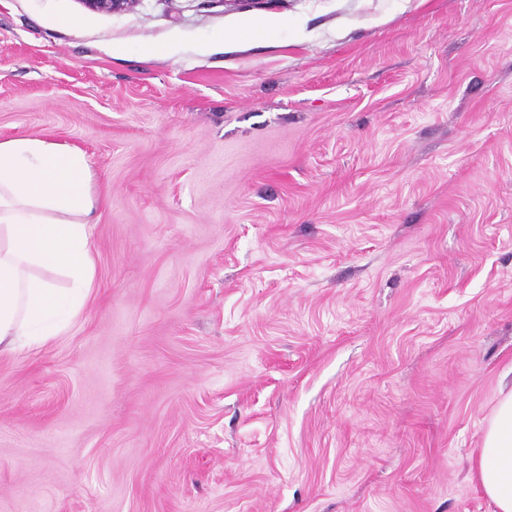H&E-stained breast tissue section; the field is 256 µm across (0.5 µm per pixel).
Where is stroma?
I'll use <instances>...</instances> for the list:
<instances>
[{"mask_svg":"<svg viewBox=\"0 0 512 512\" xmlns=\"http://www.w3.org/2000/svg\"><path fill=\"white\" fill-rule=\"evenodd\" d=\"M18 136L99 203L90 300L0 355V512H492L512 0H0Z\"/></svg>","mask_w":512,"mask_h":512,"instance_id":"obj_1","label":"stroma"}]
</instances>
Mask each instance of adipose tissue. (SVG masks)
Segmentation results:
<instances>
[{"mask_svg": "<svg viewBox=\"0 0 512 512\" xmlns=\"http://www.w3.org/2000/svg\"><path fill=\"white\" fill-rule=\"evenodd\" d=\"M95 203L81 152L38 137L0 140V353L62 335L90 298ZM41 268L64 274L70 288H54ZM474 474L493 512H512L511 388L484 426Z\"/></svg>", "mask_w": 512, "mask_h": 512, "instance_id": "obj_1", "label": "adipose tissue"}]
</instances>
